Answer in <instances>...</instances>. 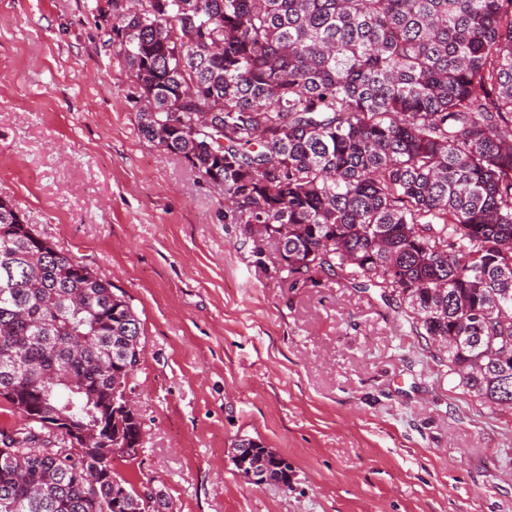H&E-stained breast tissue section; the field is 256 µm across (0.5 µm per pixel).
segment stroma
Listing matches in <instances>:
<instances>
[{
    "label": "stroma",
    "instance_id": "obj_1",
    "mask_svg": "<svg viewBox=\"0 0 512 512\" xmlns=\"http://www.w3.org/2000/svg\"><path fill=\"white\" fill-rule=\"evenodd\" d=\"M96 0H0V194L130 299L145 441L114 460L170 512H512V409L463 390L400 309L257 264L224 198L139 132ZM288 460L246 480L241 437Z\"/></svg>",
    "mask_w": 512,
    "mask_h": 512
}]
</instances>
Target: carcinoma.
<instances>
[{
    "label": "carcinoma",
    "instance_id": "cac0c4a2",
    "mask_svg": "<svg viewBox=\"0 0 512 512\" xmlns=\"http://www.w3.org/2000/svg\"><path fill=\"white\" fill-rule=\"evenodd\" d=\"M116 0L141 135L224 194L258 263L399 300L477 401L512 407V0ZM0 196V512H155L70 453L143 357L123 291ZM125 441L131 412L112 419ZM267 485L289 468L249 439Z\"/></svg>",
    "mask_w": 512,
    "mask_h": 512
}]
</instances>
